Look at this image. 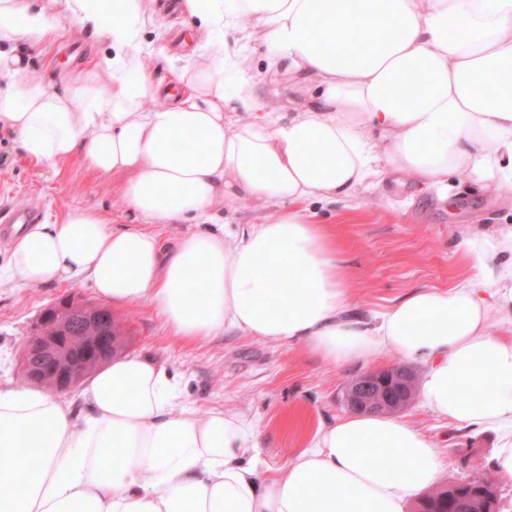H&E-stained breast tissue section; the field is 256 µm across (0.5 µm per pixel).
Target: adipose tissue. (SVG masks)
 Listing matches in <instances>:
<instances>
[{
    "label": "adipose tissue",
    "mask_w": 512,
    "mask_h": 512,
    "mask_svg": "<svg viewBox=\"0 0 512 512\" xmlns=\"http://www.w3.org/2000/svg\"><path fill=\"white\" fill-rule=\"evenodd\" d=\"M197 41L170 58L184 93L163 101L146 69L158 0H0V127L27 157H79L127 177L142 224L68 210L20 235L0 284L80 279L114 303L151 301L174 337L229 331L303 343L344 365L382 353L425 368L422 404L500 430L492 469L512 477V232L465 235L478 282L420 288L374 317L350 311V279L325 225L301 204L355 198L383 173L449 177L512 194V0H180ZM106 51L48 82L20 42L61 22ZM308 95L267 109L256 68ZM112 74L102 81L100 72ZM160 100L146 109L145 101ZM241 198L282 208L164 243L154 224H206ZM500 331H490L489 313ZM72 404L0 378V512H406L443 464L408 420L360 413L318 428L286 468L244 465L258 421L181 404L167 369L113 358Z\"/></svg>",
    "instance_id": "adipose-tissue-1"
}]
</instances>
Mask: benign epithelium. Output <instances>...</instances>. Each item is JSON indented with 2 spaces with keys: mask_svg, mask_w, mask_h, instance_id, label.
I'll return each mask as SVG.
<instances>
[{
  "mask_svg": "<svg viewBox=\"0 0 512 512\" xmlns=\"http://www.w3.org/2000/svg\"><path fill=\"white\" fill-rule=\"evenodd\" d=\"M111 329L110 309L101 306L99 311L94 313L85 304L66 299L42 315L39 328L25 345L22 369L31 370L32 375L39 378L41 372L37 362L43 359L54 361L59 367L52 384L53 392L68 391L75 386L79 373L70 367V363L64 362L59 335L70 336L76 331L84 334L82 368L87 371L112 357L116 342L110 336ZM374 392L385 393L386 384L380 381L376 373L371 372L363 375L359 384L349 390L348 406L355 410L379 409L378 404L371 400V394Z\"/></svg>",
  "mask_w": 512,
  "mask_h": 512,
  "instance_id": "7a95c632",
  "label": "benign epithelium"
}]
</instances>
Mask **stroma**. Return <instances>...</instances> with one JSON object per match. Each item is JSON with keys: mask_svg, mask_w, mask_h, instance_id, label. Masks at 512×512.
<instances>
[{"mask_svg": "<svg viewBox=\"0 0 512 512\" xmlns=\"http://www.w3.org/2000/svg\"><path fill=\"white\" fill-rule=\"evenodd\" d=\"M104 47L70 23L29 50L35 75L52 79L92 64ZM125 176L103 177L75 158L57 167L29 160L9 130H0V203L29 201L49 223L72 208L101 211L110 224H136L125 203ZM351 277L354 312L371 315L419 288H443L476 277L459 248L465 232L512 228V194L495 195L452 177L447 189L427 188L387 173L379 188L350 202L317 204ZM100 304L90 284L0 285V375L17 379L19 354L42 313L60 300ZM113 318L128 354L146 355L178 381L182 402L204 416L234 410L258 420L264 432L259 470L282 471L314 431L346 416L349 383L399 365L384 353L349 365L319 360L303 344H271L238 332L206 343L171 336L150 302L115 304ZM404 416L438 446L442 482L482 476L498 444L495 431L449 423L413 401Z\"/></svg>", "mask_w": 512, "mask_h": 512, "instance_id": "35a3bbf8", "label": "stroma"}]
</instances>
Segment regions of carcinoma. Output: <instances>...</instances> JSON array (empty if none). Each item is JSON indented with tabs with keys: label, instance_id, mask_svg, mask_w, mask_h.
I'll return each mask as SVG.
<instances>
[{
	"label": "carcinoma",
	"instance_id": "obj_1",
	"mask_svg": "<svg viewBox=\"0 0 512 512\" xmlns=\"http://www.w3.org/2000/svg\"><path fill=\"white\" fill-rule=\"evenodd\" d=\"M496 503V483L485 476L477 485L457 481L427 491L419 497L414 512H493Z\"/></svg>",
	"mask_w": 512,
	"mask_h": 512
}]
</instances>
